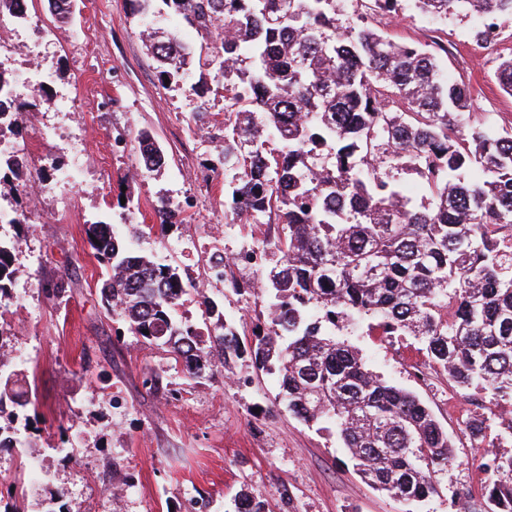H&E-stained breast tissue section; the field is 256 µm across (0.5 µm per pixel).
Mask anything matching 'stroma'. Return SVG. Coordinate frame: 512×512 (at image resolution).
Returning a JSON list of instances; mask_svg holds the SVG:
<instances>
[{"instance_id": "stroma-1", "label": "stroma", "mask_w": 512, "mask_h": 512, "mask_svg": "<svg viewBox=\"0 0 512 512\" xmlns=\"http://www.w3.org/2000/svg\"><path fill=\"white\" fill-rule=\"evenodd\" d=\"M473 20L460 13L436 22L415 0H401L397 15L378 14L375 25L399 41L444 42L441 67L468 85L473 118L512 131V96L496 80L499 64L512 59V16L500 21L499 46L482 54ZM34 22L39 56L19 53L5 63L18 74L33 63L51 72L27 131L60 169L47 179L30 169L20 181H0V230L19 243L13 297L0 306V358L22 355L29 371L36 410L27 428L37 435L40 464L24 473L20 512H40V500L53 495L64 512H234L242 492L268 500L274 512H404L358 474L334 427L288 412L275 376L251 357L191 381L167 353L118 334L84 228L153 223L160 197L180 209L182 222L165 242L146 237L138 248L163 252L197 276L179 319L202 324L206 296L244 341L268 321L263 306L245 307L229 283L208 280L204 270L210 251L229 256L258 235L248 224L226 225L224 174L208 169L223 148L224 99L211 92L210 121L196 125L185 91L159 81L129 0H72L64 25L49 0H30L27 21L0 28V44L31 39ZM64 90L76 97L75 111H56ZM145 130L165 153L161 171L145 172L132 147ZM124 195L138 210L122 207ZM50 284L63 285L59 297L47 295ZM342 337L373 372L416 394L454 442L456 461L439 474L438 495L414 512H458L459 493L487 479L480 448L495 442L512 410L487 392L456 390L437 370L419 381L413 368L425 358L412 337L363 327ZM151 372L160 377L154 390L143 384ZM474 418L483 426L480 443L467 431Z\"/></svg>"}]
</instances>
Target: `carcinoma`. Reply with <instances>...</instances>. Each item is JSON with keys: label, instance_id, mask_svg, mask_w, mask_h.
Listing matches in <instances>:
<instances>
[{"label": "carcinoma", "instance_id": "cac0c4a2", "mask_svg": "<svg viewBox=\"0 0 512 512\" xmlns=\"http://www.w3.org/2000/svg\"><path fill=\"white\" fill-rule=\"evenodd\" d=\"M201 37L147 32L160 81L185 86L194 114H209L211 87L186 83L193 68L224 89L227 223L281 225L254 239L280 258L261 289L231 280L265 303L270 324L246 344L217 317L206 329L176 319L195 277L143 254L145 232L164 238L181 223L167 199L156 223L125 235L112 224L85 234L105 269L102 295L134 336L166 351L190 380L213 377L251 353L279 381L304 423L334 425L357 471L403 504L438 494L453 444L412 392L367 368L336 332L363 322L383 336H413L429 365L461 389L512 404V133L469 120L468 87L442 72L438 52L364 24L340 29L345 3L362 15L395 13L400 0H162ZM424 14L499 18L512 0H416ZM218 36L220 44L211 42ZM141 167L165 155L150 136ZM409 170L429 197L405 196L393 172ZM16 241L0 240V301L10 297ZM27 375L0 360V410L32 404ZM491 478L482 505L462 492V512H512V450L482 453ZM235 512H273L248 495Z\"/></svg>", "mask_w": 512, "mask_h": 512}]
</instances>
